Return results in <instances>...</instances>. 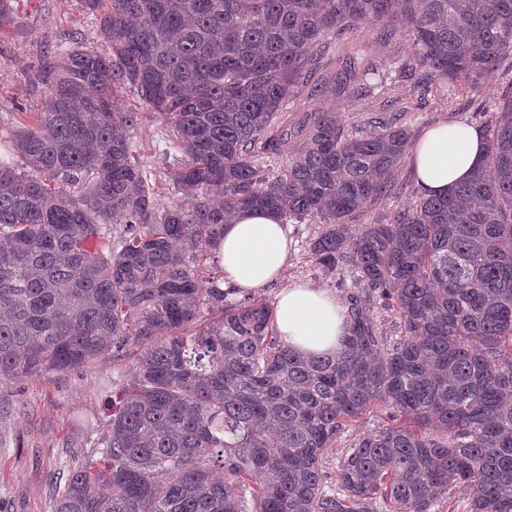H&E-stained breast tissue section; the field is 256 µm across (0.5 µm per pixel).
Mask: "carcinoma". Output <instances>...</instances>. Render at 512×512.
Listing matches in <instances>:
<instances>
[{
  "instance_id": "cac0c4a2",
  "label": "carcinoma",
  "mask_w": 512,
  "mask_h": 512,
  "mask_svg": "<svg viewBox=\"0 0 512 512\" xmlns=\"http://www.w3.org/2000/svg\"><path fill=\"white\" fill-rule=\"evenodd\" d=\"M110 55L71 37L33 76L49 90L0 157V378L78 369L140 350L116 392L101 459L74 468L53 512H512V94L486 104V154L442 196L385 224L350 219L398 196L411 130L380 114L348 132L334 112L288 128L286 106L329 49L374 19L414 46L422 87L480 94L512 54V0H79ZM366 43L331 86H366ZM168 127L181 201L165 210L132 153L139 113ZM285 159L275 173L259 165ZM325 229L309 252L349 265L348 336L304 356L274 306L231 300L198 266L243 213ZM120 217L119 244L101 225ZM396 310L378 330L373 304ZM217 312L220 319L204 321ZM389 421L323 459L364 414Z\"/></svg>"
}]
</instances>
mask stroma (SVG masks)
Instances as JSON below:
<instances>
[{"label": "stroma", "mask_w": 512, "mask_h": 512, "mask_svg": "<svg viewBox=\"0 0 512 512\" xmlns=\"http://www.w3.org/2000/svg\"><path fill=\"white\" fill-rule=\"evenodd\" d=\"M83 38L86 46L99 53L109 44L78 0H20L14 25L0 33V126L14 129L30 124L45 98L44 86L30 80L41 60L68 36ZM368 42L373 60L382 73L370 79V92L332 91L328 79L336 69V54L328 52L313 83L303 88L287 111L294 119L310 112L336 110L346 127L365 125L376 112L389 109L402 115L414 138L430 128L450 121H462L484 128L492 119L481 99L466 85L458 84L443 93L414 90L413 80L402 74L413 47L401 27L368 21L342 37L343 44ZM123 105L139 112L140 121L131 133L136 160L150 171L158 208L176 202L173 188L174 165L165 158L166 132L154 113L146 110L134 87L119 92ZM418 183L411 160H404L399 175V194L354 218V230L367 224H382L397 204L411 197ZM291 240L285 279L290 283H311L346 299L356 280L351 268L327 272L315 264L309 243L322 230L309 219L290 221ZM136 362L134 352L124 357L106 356L79 369L44 377L0 379V512H52L56 482L64 481L70 466L90 459L99 434L105 433L112 413V395L126 382ZM385 408L374 409L343 434L324 459V468L335 472L346 448L363 435L386 424Z\"/></svg>", "instance_id": "stroma-1"}]
</instances>
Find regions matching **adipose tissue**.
<instances>
[{
  "instance_id": "1",
  "label": "adipose tissue",
  "mask_w": 512,
  "mask_h": 512,
  "mask_svg": "<svg viewBox=\"0 0 512 512\" xmlns=\"http://www.w3.org/2000/svg\"><path fill=\"white\" fill-rule=\"evenodd\" d=\"M485 140L474 127L445 122L417 141L411 156L419 184L430 195L446 194L478 167ZM290 243L284 224L273 216L243 213L224 227L215 255L224 285L255 293L279 284L275 322L290 347L305 355L336 352L347 334L346 309L336 295L312 284H285Z\"/></svg>"
}]
</instances>
